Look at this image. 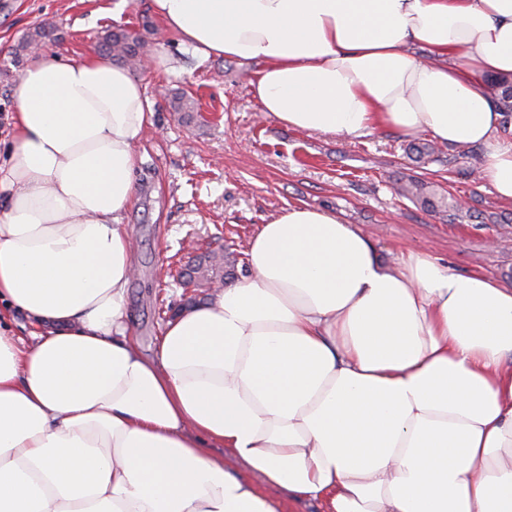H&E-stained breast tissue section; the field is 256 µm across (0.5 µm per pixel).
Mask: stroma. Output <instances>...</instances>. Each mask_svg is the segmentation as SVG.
Masks as SVG:
<instances>
[{
    "mask_svg": "<svg viewBox=\"0 0 512 512\" xmlns=\"http://www.w3.org/2000/svg\"><path fill=\"white\" fill-rule=\"evenodd\" d=\"M114 2L0 0V162L7 158L13 86L24 70L13 52L34 27L54 24L61 38L52 47L66 58L96 51L110 27L139 35L145 56L160 48L169 53L171 73L135 68L155 103L154 118L137 148L140 193L122 215L135 257L129 335L144 355H154L166 323L193 294L174 274L186 243L202 253L230 252L236 277H243L251 238L290 205L336 213L370 239L385 266L412 249L457 274H482L512 287V204L473 174L486 146H447L441 161L420 167L409 158L412 138L395 132L345 137L290 128L261 112L249 85L255 64L199 61L151 12L149 0H129L117 18ZM172 90L192 94L201 118L180 121ZM411 175L449 190L462 211L434 213L395 195L397 180Z\"/></svg>",
    "mask_w": 512,
    "mask_h": 512,
    "instance_id": "1",
    "label": "stroma"
}]
</instances>
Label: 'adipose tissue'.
Here are the masks:
<instances>
[{
    "label": "adipose tissue",
    "instance_id": "obj_1",
    "mask_svg": "<svg viewBox=\"0 0 512 512\" xmlns=\"http://www.w3.org/2000/svg\"><path fill=\"white\" fill-rule=\"evenodd\" d=\"M151 6L197 58L259 62L253 95L288 127L488 145L481 178L512 203L490 84L512 75V0ZM12 96L0 300L41 332L0 333V512H512V288L415 250L386 268L336 214L291 206L251 239L249 276L146 357L121 217L153 102L110 57L51 49Z\"/></svg>",
    "mask_w": 512,
    "mask_h": 512
}]
</instances>
